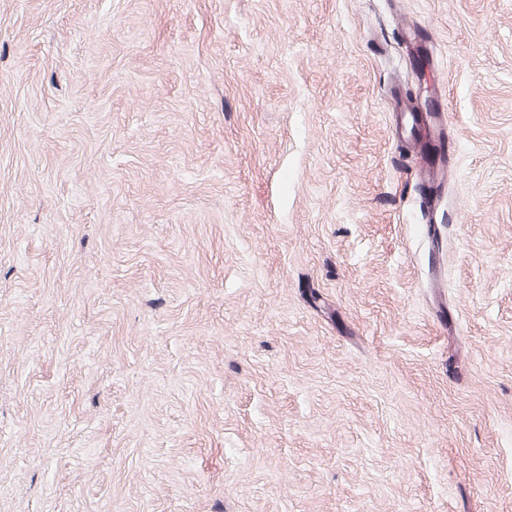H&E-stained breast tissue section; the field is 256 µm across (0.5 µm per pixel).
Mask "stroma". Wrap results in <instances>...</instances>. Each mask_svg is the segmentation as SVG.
Returning <instances> with one entry per match:
<instances>
[{
    "mask_svg": "<svg viewBox=\"0 0 512 512\" xmlns=\"http://www.w3.org/2000/svg\"><path fill=\"white\" fill-rule=\"evenodd\" d=\"M0 512H512V0H0Z\"/></svg>",
    "mask_w": 512,
    "mask_h": 512,
    "instance_id": "35a3bbf8",
    "label": "stroma"
}]
</instances>
